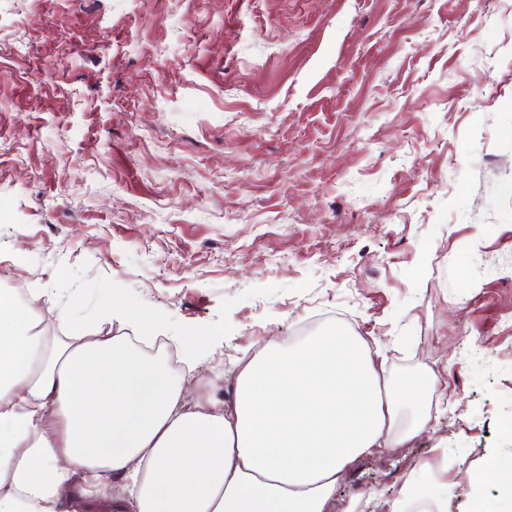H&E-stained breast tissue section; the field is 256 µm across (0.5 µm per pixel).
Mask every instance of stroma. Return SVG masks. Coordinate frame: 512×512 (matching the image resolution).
<instances>
[{
  "label": "stroma",
  "mask_w": 512,
  "mask_h": 512,
  "mask_svg": "<svg viewBox=\"0 0 512 512\" xmlns=\"http://www.w3.org/2000/svg\"><path fill=\"white\" fill-rule=\"evenodd\" d=\"M0 289L48 335L207 337L185 388L338 326L442 384L336 512L432 449L512 456V0H0Z\"/></svg>",
  "instance_id": "1"
}]
</instances>
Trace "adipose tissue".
Returning a JSON list of instances; mask_svg holds the SVG:
<instances>
[{
	"instance_id": "1",
	"label": "adipose tissue",
	"mask_w": 512,
	"mask_h": 512,
	"mask_svg": "<svg viewBox=\"0 0 512 512\" xmlns=\"http://www.w3.org/2000/svg\"><path fill=\"white\" fill-rule=\"evenodd\" d=\"M67 336L0 291V512H79L124 477L135 512H334L358 460L405 447L428 421L435 376L395 381L363 337L331 327L270 342L223 411L183 401L184 376L126 336ZM453 466L433 449L386 512H448Z\"/></svg>"
}]
</instances>
